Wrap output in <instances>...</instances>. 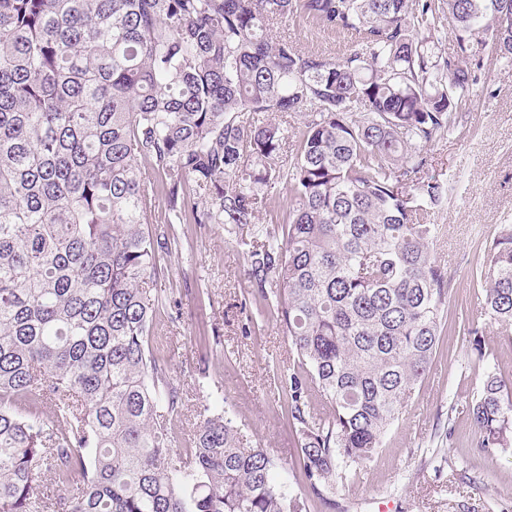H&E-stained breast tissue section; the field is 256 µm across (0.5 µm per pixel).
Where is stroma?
<instances>
[{
	"label": "stroma",
	"mask_w": 512,
	"mask_h": 512,
	"mask_svg": "<svg viewBox=\"0 0 512 512\" xmlns=\"http://www.w3.org/2000/svg\"><path fill=\"white\" fill-rule=\"evenodd\" d=\"M278 38L343 57L350 38L289 20ZM432 170L450 186L435 221L442 231L432 257L447 268L449 320L477 316L469 270L497 225L512 224V63L487 66L455 131L428 146ZM172 255L156 287L177 300L156 318L151 347L182 394L171 419L176 447L216 408L241 428L251 446L267 449L276 474L294 491L305 486L297 440L282 410L277 374L291 344L275 321L257 316L248 298L245 253L220 224H176ZM488 362L468 337L448 328L431 369L379 455L352 465L329 502L311 512H512V450L489 459L472 446L466 405L487 365L512 379V341L490 326Z\"/></svg>",
	"instance_id": "obj_1"
}]
</instances>
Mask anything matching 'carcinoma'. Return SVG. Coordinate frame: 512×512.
I'll return each instance as SVG.
<instances>
[{
  "label": "carcinoma",
  "instance_id": "obj_1",
  "mask_svg": "<svg viewBox=\"0 0 512 512\" xmlns=\"http://www.w3.org/2000/svg\"><path fill=\"white\" fill-rule=\"evenodd\" d=\"M296 18L351 37L346 55L273 37ZM491 53L512 62V0H0V512H310L374 457L452 292L425 149ZM174 224L247 247L252 300L294 353L279 384L303 492L222 410L173 448L182 396L150 336ZM472 277L480 316L458 327L483 359L486 325L512 326V224ZM468 413L481 453L512 448L496 368ZM43 470L63 492L37 491Z\"/></svg>",
  "mask_w": 512,
  "mask_h": 512
}]
</instances>
